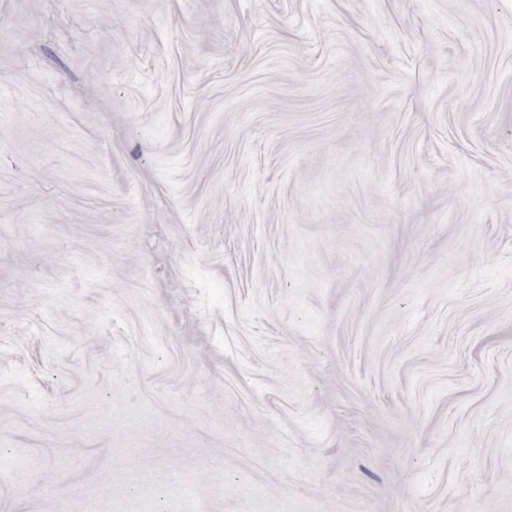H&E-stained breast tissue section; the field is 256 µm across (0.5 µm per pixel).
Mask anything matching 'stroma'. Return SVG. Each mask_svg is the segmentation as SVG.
I'll list each match as a JSON object with an SVG mask.
<instances>
[{
	"label": "stroma",
	"mask_w": 512,
	"mask_h": 512,
	"mask_svg": "<svg viewBox=\"0 0 512 512\" xmlns=\"http://www.w3.org/2000/svg\"><path fill=\"white\" fill-rule=\"evenodd\" d=\"M512 512V0H0V512Z\"/></svg>",
	"instance_id": "35a3bbf8"
}]
</instances>
